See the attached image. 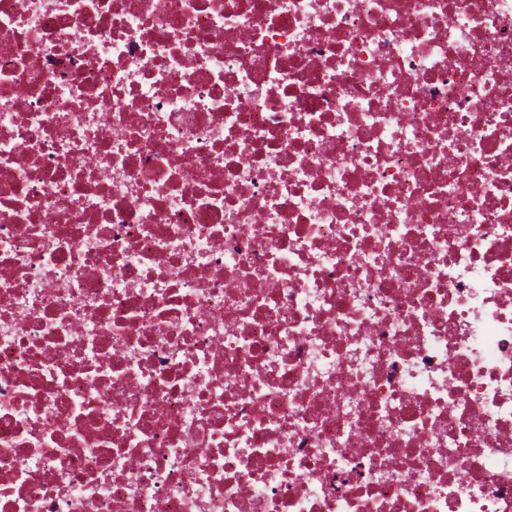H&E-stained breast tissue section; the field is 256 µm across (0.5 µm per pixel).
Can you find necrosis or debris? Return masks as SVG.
Returning a JSON list of instances; mask_svg holds the SVG:
<instances>
[{"mask_svg":"<svg viewBox=\"0 0 512 512\" xmlns=\"http://www.w3.org/2000/svg\"><path fill=\"white\" fill-rule=\"evenodd\" d=\"M0 512H512V0H0Z\"/></svg>","mask_w":512,"mask_h":512,"instance_id":"1","label":"necrosis or debris"}]
</instances>
